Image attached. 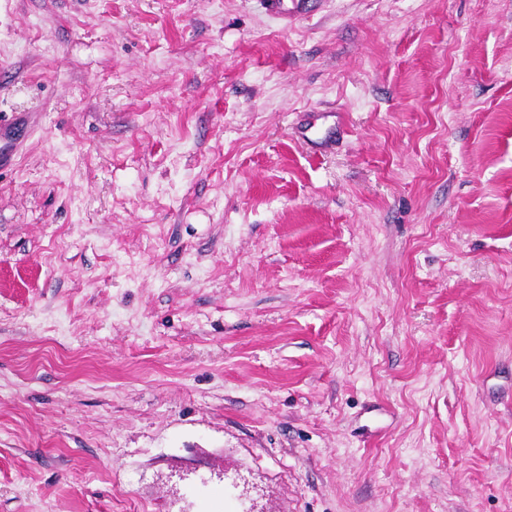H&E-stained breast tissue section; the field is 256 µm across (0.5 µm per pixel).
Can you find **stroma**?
<instances>
[{
  "mask_svg": "<svg viewBox=\"0 0 512 512\" xmlns=\"http://www.w3.org/2000/svg\"><path fill=\"white\" fill-rule=\"evenodd\" d=\"M204 479L512 512V0H0V512ZM318 0H261L267 13L288 23L299 16L316 10ZM328 118H335V120L332 124L325 126ZM338 119H340V112L336 111V108L308 112L304 114L302 120L304 122L301 125L302 130L300 132L304 135L306 132L313 131L314 134L319 135L318 140H320L321 145L325 147L332 146L333 142L336 141V132L341 129V122Z\"/></svg>",
  "mask_w": 512,
  "mask_h": 512,
  "instance_id": "obj_1",
  "label": "stroma"
}]
</instances>
